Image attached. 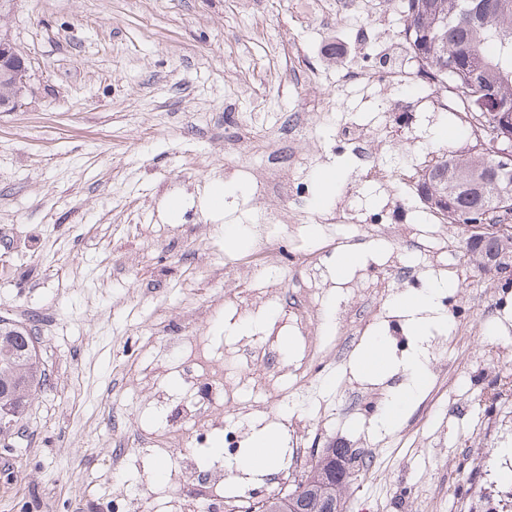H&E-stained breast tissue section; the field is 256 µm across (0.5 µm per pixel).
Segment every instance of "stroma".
Returning <instances> with one entry per match:
<instances>
[{
	"label": "stroma",
	"mask_w": 512,
	"mask_h": 512,
	"mask_svg": "<svg viewBox=\"0 0 512 512\" xmlns=\"http://www.w3.org/2000/svg\"><path fill=\"white\" fill-rule=\"evenodd\" d=\"M327 0H8L0 31L28 56L27 89L19 107L0 112V317L35 323L50 386L27 408L21 429L0 437V512H125L124 485L148 479L112 463V425L127 434L165 430L177 408L200 396L179 376L182 359L168 347L178 325L224 366L240 408L224 410L207 446L194 449L209 468V444L228 430L250 437L280 427L287 448L307 461L339 445L375 449V471L357 470L344 512H449L445 488L478 494L460 451L477 444L494 458L512 448V417L484 394L512 347L487 346L512 332V293L474 268L465 249L432 266L430 250L456 228L437 220L412 182L442 149L467 151L474 139L443 97L409 64L407 75L373 83L346 80L348 71H379L386 41L402 28L398 0H355L345 15ZM367 53H360V46ZM310 115V155L289 173L304 195V212L279 195L257 197L263 157L278 143L289 113ZM356 124L395 178H364L351 146L336 134ZM336 174V189L319 197V173ZM234 188L223 211L203 202L208 185ZM401 209L393 203L399 196ZM183 207L169 219L167 204ZM342 210L344 223L327 225ZM386 221L399 231L387 256L365 225ZM240 225L229 243L224 228ZM277 243L280 273L295 279L305 265L326 292L309 384L294 371L303 341L281 349L283 307L255 297L265 271L247 266L224 277V261ZM355 250L359 261L337 278L322 247ZM419 266L416 280L387 266ZM385 285L372 322L351 353L335 361L337 313L357 308V281ZM447 280L439 304L444 326L418 338L393 307L395 297ZM382 338L403 360L422 350L423 387L396 427L377 419L408 382L403 369L372 378L355 367L357 352ZM280 353L285 397L270 394L269 376L246 366L242 349Z\"/></svg>",
	"instance_id": "35a3bbf8"
}]
</instances>
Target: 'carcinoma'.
<instances>
[{
  "mask_svg": "<svg viewBox=\"0 0 512 512\" xmlns=\"http://www.w3.org/2000/svg\"><path fill=\"white\" fill-rule=\"evenodd\" d=\"M498 6V0H399L404 14L400 31L414 57L426 68L435 90L459 99L465 116L463 132H480L512 114V0ZM492 96L497 112H469L464 99L472 93ZM448 171L449 223L478 210L505 209L512 212V193L498 175L493 158L487 154L442 151L422 169L418 186L439 185ZM485 239L512 243V224L488 225ZM37 340L35 330L5 325L0 329V406L28 405L47 385L45 368L30 357L26 345ZM349 454L347 448H328L311 466L308 489L297 501V512H338L349 481L336 480V457Z\"/></svg>",
  "mask_w": 512,
  "mask_h": 512,
  "instance_id": "1",
  "label": "carcinoma"
}]
</instances>
